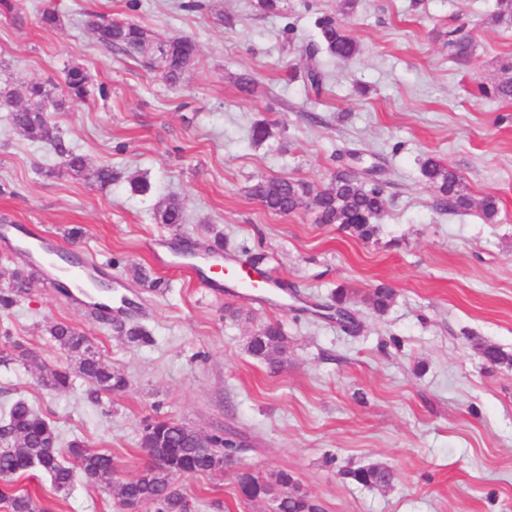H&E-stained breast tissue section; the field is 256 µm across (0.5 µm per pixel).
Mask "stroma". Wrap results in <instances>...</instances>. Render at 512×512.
Instances as JSON below:
<instances>
[{
  "instance_id": "stroma-1",
  "label": "stroma",
  "mask_w": 512,
  "mask_h": 512,
  "mask_svg": "<svg viewBox=\"0 0 512 512\" xmlns=\"http://www.w3.org/2000/svg\"><path fill=\"white\" fill-rule=\"evenodd\" d=\"M182 2L15 0L0 14V64L11 82L58 86L66 68H84L93 94L52 121L91 170L140 171L154 185L143 198L121 183L98 189L91 171L56 174L57 157L18 135L0 108V289L20 262V238L44 231L112 281L107 320L42 276L0 309V348L12 340L35 356L0 366V420L25 399L53 420L61 442L78 437L110 453L116 484L150 462L139 445L145 425L169 417L232 437L241 463L260 475L288 471L324 512H512V368L490 366L471 342L512 350V101L480 92L508 76L501 64L512 57V24L492 22L496 0H358L350 14L345 0H279L268 14L256 0H200L194 11ZM46 8L56 27L42 24ZM94 14L191 38L199 60L169 88L100 45L86 26ZM325 14L343 18L358 55L307 57ZM459 27L474 43L464 60L447 45ZM311 65L325 74L318 95L302 79ZM242 74L250 92L237 85ZM261 121L273 136L259 143L252 127ZM428 156L461 175L470 210L440 206L420 171ZM348 163L376 168L384 188L385 230L367 242L317 223L307 206L278 215L248 194L271 177L318 191ZM171 195L187 208L177 229L153 218L156 200ZM487 196L498 206L491 221L479 208ZM218 233L229 265L263 254L266 274L287 284L284 306L216 275L199 287L198 272L174 265L176 236L203 249ZM134 265L164 290L133 282ZM380 284L395 291L383 315L363 301ZM340 285L359 322L353 336L322 314ZM273 321L288 338L275 373L246 349ZM54 322L83 330L127 387L97 403L80 379L65 391L44 388L41 366L68 361L46 332ZM135 324L150 342L128 340L123 329ZM369 464L393 469V485L343 475ZM15 485L51 498L54 512H122L113 488L81 479L66 497L36 469ZM181 485L198 501L193 512L272 510L243 497L229 470Z\"/></svg>"
}]
</instances>
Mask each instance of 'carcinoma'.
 <instances>
[{
  "label": "carcinoma",
  "mask_w": 512,
  "mask_h": 512,
  "mask_svg": "<svg viewBox=\"0 0 512 512\" xmlns=\"http://www.w3.org/2000/svg\"><path fill=\"white\" fill-rule=\"evenodd\" d=\"M320 30L321 46L306 48L313 56L323 49L337 58H351L358 54L359 44L352 38L344 23L332 15L316 19ZM88 27L104 47L117 50L139 61L145 68L157 73L170 87L178 88L183 73L198 60L195 42L190 38L165 39L152 35L133 20H118L95 15L88 20ZM448 44L459 58L468 56L472 42L463 29L450 32ZM90 75L78 68L67 70L64 83L57 92L40 81H31L21 89L7 84L0 87V104L11 106L10 122L16 132L29 140L43 142L57 156L65 173L78 178L84 175L87 162L61 135L51 122L49 113L58 112L74 99H85L91 93ZM485 96L512 99V79L484 86ZM421 174L440 196V204L450 212L470 209L472 200L463 186L461 177L452 168L443 165L433 156L421 163ZM121 173L110 165H102L94 172V181L102 189L112 187L123 179ZM126 182L134 195L147 196L153 192L145 176H128ZM249 195L275 213L291 214L308 199V207L316 213L321 224H336L352 236L369 241L382 232L380 219L384 213V190L373 178V170L358 172L345 165L336 170L329 185L313 192L310 185L290 178L261 179L248 189ZM158 224L179 226L185 223V203L171 196L158 202L154 210ZM36 276L35 264L16 268L11 274L10 291L0 295V306L7 309L16 297L25 293ZM394 289L379 285L369 292L365 303L376 313H386L394 302ZM328 317L345 331H353L357 321L350 311V293L343 286L332 293ZM47 333L56 346L69 356L71 364L47 367L41 383L51 391L67 390L74 378L88 384V397L99 401L103 393L124 389V374L107 365L95 350L84 332L70 324L55 322L47 326ZM491 366L512 367V352L481 338H471ZM248 353L278 371L288 353V337L279 324L266 323L250 337ZM140 447L148 449L156 463L135 478L117 488L119 506L127 512L147 506L150 512H192L190 500L183 493L176 478L189 472L191 475L224 472L225 459L234 455L237 442L222 433L209 435L203 441L193 430L187 429L171 418H157L148 423L140 438ZM70 464L62 461L60 437L54 421L35 410L24 399L15 401L8 418L0 425V503L9 512H52L50 504L29 492L14 488L13 478L30 469H39L50 477L51 487L57 494H66L73 486L76 475L95 484H112L115 465L112 456L89 448L79 438L67 444ZM357 484L369 487L387 486L393 481V472L386 467L370 464L344 472ZM239 491L249 500H268L278 512H322L321 506L295 488L293 476L282 470L262 477L248 468L236 472Z\"/></svg>",
  "instance_id": "cac0c4a2"
}]
</instances>
